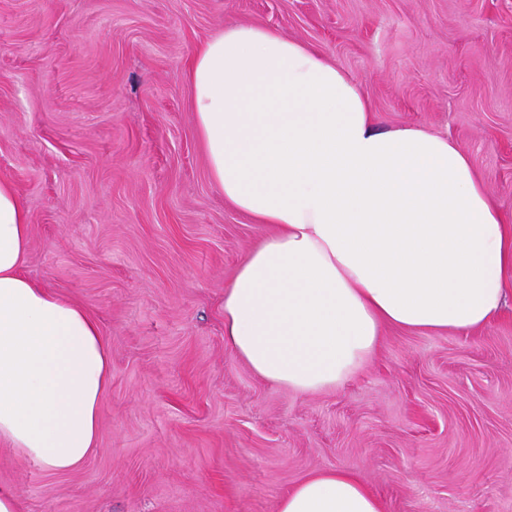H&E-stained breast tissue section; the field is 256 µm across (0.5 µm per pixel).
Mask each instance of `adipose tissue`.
Returning <instances> with one entry per match:
<instances>
[{
  "instance_id": "1",
  "label": "adipose tissue",
  "mask_w": 512,
  "mask_h": 512,
  "mask_svg": "<svg viewBox=\"0 0 512 512\" xmlns=\"http://www.w3.org/2000/svg\"><path fill=\"white\" fill-rule=\"evenodd\" d=\"M198 140L227 205L272 231L224 291V344L300 393L344 384L391 326L474 332L512 298V216L446 135L380 129L317 47L238 25L192 56ZM27 209L0 179V443L55 471L96 450L111 358L97 320L24 272ZM277 512H384L323 470Z\"/></svg>"
}]
</instances>
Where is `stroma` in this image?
I'll use <instances>...</instances> for the list:
<instances>
[{
    "label": "stroma",
    "mask_w": 512,
    "mask_h": 512,
    "mask_svg": "<svg viewBox=\"0 0 512 512\" xmlns=\"http://www.w3.org/2000/svg\"><path fill=\"white\" fill-rule=\"evenodd\" d=\"M355 78L384 128L448 134L512 214V0H0V177L25 273L112 355L99 449L55 472L0 444L21 512H277L343 469L385 512H512V302L473 333L389 327L343 386L302 394L224 346V289L264 226L212 184L185 70L233 25Z\"/></svg>",
    "instance_id": "stroma-1"
}]
</instances>
